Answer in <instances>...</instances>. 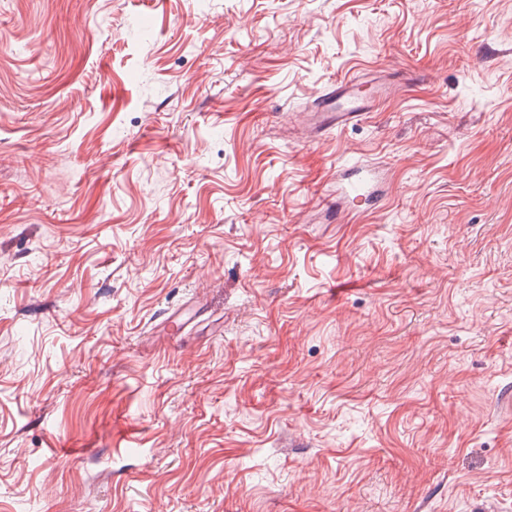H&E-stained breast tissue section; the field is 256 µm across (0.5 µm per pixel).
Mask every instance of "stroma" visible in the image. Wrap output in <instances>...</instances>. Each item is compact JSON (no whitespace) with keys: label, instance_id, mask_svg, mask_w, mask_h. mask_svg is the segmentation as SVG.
<instances>
[{"label":"stroma","instance_id":"35a3bbf8","mask_svg":"<svg viewBox=\"0 0 512 512\" xmlns=\"http://www.w3.org/2000/svg\"><path fill=\"white\" fill-rule=\"evenodd\" d=\"M0 512H512V0H0ZM360 81L351 78L325 86L312 100V112L319 117L314 127L323 136L359 121L369 112V102L359 93ZM354 178L348 180L341 188V194L352 201L377 199L379 194L374 185L373 170L362 166H354Z\"/></svg>","mask_w":512,"mask_h":512}]
</instances>
